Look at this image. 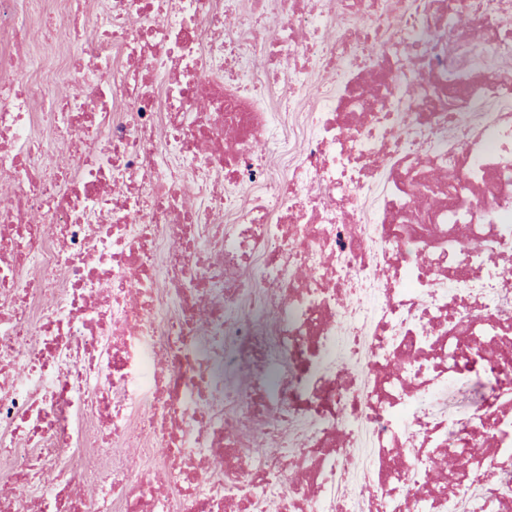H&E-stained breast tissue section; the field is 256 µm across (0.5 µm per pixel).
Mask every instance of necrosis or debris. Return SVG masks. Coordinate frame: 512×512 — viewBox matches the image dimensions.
Instances as JSON below:
<instances>
[{
	"label": "necrosis or debris",
	"instance_id": "necrosis-or-debris-1",
	"mask_svg": "<svg viewBox=\"0 0 512 512\" xmlns=\"http://www.w3.org/2000/svg\"><path fill=\"white\" fill-rule=\"evenodd\" d=\"M68 6L0 0V512H512V0ZM30 49L33 53L45 57L51 65L57 58L65 55V49L61 46L49 47L44 45L39 27L36 23L32 25L30 32Z\"/></svg>",
	"mask_w": 512,
	"mask_h": 512
}]
</instances>
